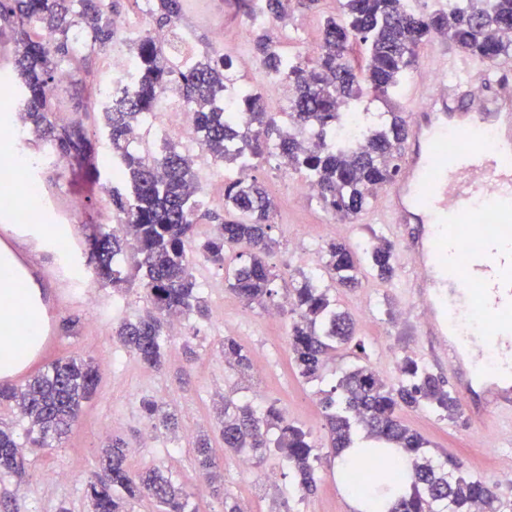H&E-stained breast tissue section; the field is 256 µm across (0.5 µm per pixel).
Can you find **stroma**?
Returning <instances> with one entry per match:
<instances>
[{
  "mask_svg": "<svg viewBox=\"0 0 512 512\" xmlns=\"http://www.w3.org/2000/svg\"><path fill=\"white\" fill-rule=\"evenodd\" d=\"M339 0H321L316 11L290 9L286 22L270 21L268 31L285 48L312 44L320 39L323 20L338 15ZM239 0H206V11L196 15L183 12V26L195 32L198 50L219 46L233 63L239 83L266 91L262 68L251 50L252 26ZM223 29V44H215L214 29ZM86 93L74 81H67L57 92V103L68 119L82 120L99 154L108 145L100 131V114L85 108ZM44 191L46 249L49 256L66 264V274L74 286L93 279V269L85 253L63 250L61 228L81 225L91 228L112 220V207L104 192L88 195L70 164L47 163L34 170ZM268 189L273 202L272 236L277 249L268 262L278 278L272 305H280L285 284L302 267H314L320 248L333 239L358 245L369 233L389 235L386 225L373 224L372 210H365L352 221L342 222L325 211L317 200L294 203L288 184L300 180L292 170L275 164L259 163L252 171ZM82 198L79 211L67 210L70 198ZM194 273L204 285L209 308L206 318L184 321L176 337L166 343V363L162 370L145 368L135 356L114 339L117 324L137 314L145 305L139 289L123 293L96 288V303L82 308L65 307L55 314V327L62 339L61 355L79 354L100 364V381L95 394L86 401L72 431L50 446L26 445L28 478L25 489H16L11 478L0 479V500L8 501L11 512H87L86 485L99 472L100 450L108 436L119 435L128 442V462L133 470L157 467L182 485L191 495L198 512H224L225 496L245 503L249 512H355L351 493L338 480L335 466L321 463V479L314 494L300 496L290 477L279 483H264L270 469L280 467L276 453L254 460L250 470L239 468L237 454L227 451L221 437L218 410L224 399L249 400L261 395L263 403L275 404L289 420L307 431L319 454L328 451L324 409L318 384L306 382L295 371L288 350L289 317L270 322L264 308L244 304L230 289L221 267L197 261ZM400 278L383 281L368 275L361 288L339 293L342 307L356 323L357 336L364 341L370 364L387 382L397 378V360L408 353L420 360L428 354L422 340L419 310L405 297ZM236 339L248 352L253 367L239 373L229 366L220 352L224 337ZM176 408L181 417L177 435L152 429L140 405L142 398ZM404 421L429 443L431 452H448L463 461L466 472L496 485L503 499L512 501V483L503 476L512 473V444L497 439L494 452L481 446L482 432L465 421L454 422L426 411L406 412ZM207 433L224 477V494L200 491L201 480L195 465L193 443L199 433ZM62 470L67 478L49 480L50 472Z\"/></svg>",
  "mask_w": 512,
  "mask_h": 512,
  "instance_id": "1",
  "label": "stroma"
}]
</instances>
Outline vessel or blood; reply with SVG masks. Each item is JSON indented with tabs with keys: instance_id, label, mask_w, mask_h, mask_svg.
<instances>
[{
	"instance_id": "1",
	"label": "vessel or blood",
	"mask_w": 512,
	"mask_h": 512,
	"mask_svg": "<svg viewBox=\"0 0 512 512\" xmlns=\"http://www.w3.org/2000/svg\"><path fill=\"white\" fill-rule=\"evenodd\" d=\"M423 65L437 67L439 77L413 90L427 107L408 114L398 173L383 193L379 218L408 261L405 280L429 357L462 373L465 417L487 431L512 424V71L443 51ZM451 135L463 139V148L440 152ZM485 217L494 230L482 225ZM464 230L473 243L460 265ZM44 251L40 232L0 224V257L24 287L39 289L36 305L50 316L81 297ZM59 343L47 334L31 363L0 372V382L24 383Z\"/></svg>"
}]
</instances>
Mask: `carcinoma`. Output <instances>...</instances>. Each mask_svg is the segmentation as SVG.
<instances>
[{
    "label": "carcinoma",
    "instance_id": "1",
    "mask_svg": "<svg viewBox=\"0 0 512 512\" xmlns=\"http://www.w3.org/2000/svg\"><path fill=\"white\" fill-rule=\"evenodd\" d=\"M306 10L319 0H264L266 15L282 18L290 2ZM341 13L325 20L313 57L297 55L286 64V51L261 27L254 49L271 77L289 88L290 127L278 123L263 95L249 87L239 92L238 107L247 122L224 111V84L233 80L231 63L212 49L196 45L176 57L166 37L182 15V0H151L153 28L132 45L136 71L119 96L94 89L103 117L108 160L121 172L109 190L118 225L98 227L85 251L97 280L121 293L139 288L147 306L124 320L116 338L129 352L156 371L162 369L164 347L173 316L204 318L208 306L193 273L195 260L186 250L196 224L207 220L212 233L198 248L214 265L225 262L226 249L243 248L246 260L228 270L230 289L248 304L265 306L279 274L265 257L277 246L270 223L272 201L254 178L224 181V214L201 210L196 190L199 165L183 150L164 142L159 151L134 146L131 123L156 114L163 95L176 86L178 97L193 110L201 131L205 159L236 161L247 154L304 172L318 186L316 199L341 220L365 210L379 190L397 175L406 135L399 102L417 73L419 50L440 38L468 57L493 64L512 54V0H339ZM116 0H0V20L14 26L16 49L11 71L20 79L13 95L23 135L100 177L95 142L83 123L57 122L56 78L80 61L90 75L89 60L118 41L112 28ZM358 111L363 135L359 143L336 140L344 110ZM376 277L395 276V244L371 234L359 250L331 241L321 250L318 268L300 272L287 289L291 322L288 348L299 376L323 379L332 353L355 339V322L331 289L361 286L362 268ZM224 359L245 372L250 358L232 338L221 345ZM398 380L388 383L369 364H359L334 377L323 391L325 424L331 454L356 449L355 458L339 473L340 481L377 512H512L497 487L464 472L455 457L433 459L428 442L403 420L406 410L425 408L452 421L461 418L459 400L424 363L403 355ZM98 383L93 360L62 357L22 385L0 387V402L14 404L31 442L44 444L67 434L82 402ZM141 407L148 420L173 431L177 419L153 400ZM224 448L261 457L277 452L294 486L303 494L317 489L320 454L310 432L288 420L275 405L226 400L219 412ZM20 433L0 427V477L25 482L26 466ZM196 461L206 487H223L210 440H195ZM100 470L107 480L86 486L90 512H132L141 497L156 502L159 512H196L189 496L157 468L139 471L127 462V442L114 435L102 449Z\"/></svg>",
    "mask_w": 512,
    "mask_h": 512
}]
</instances>
